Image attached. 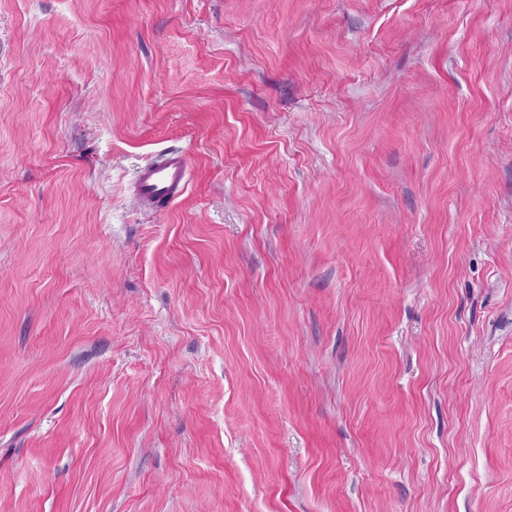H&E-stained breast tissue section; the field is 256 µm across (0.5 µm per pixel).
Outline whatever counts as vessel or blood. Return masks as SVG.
<instances>
[{
  "instance_id": "obj_1",
  "label": "vessel or blood",
  "mask_w": 512,
  "mask_h": 512,
  "mask_svg": "<svg viewBox=\"0 0 512 512\" xmlns=\"http://www.w3.org/2000/svg\"><path fill=\"white\" fill-rule=\"evenodd\" d=\"M189 170L190 159L184 152L159 153L139 167L129 193L139 206L162 210L184 194Z\"/></svg>"
}]
</instances>
